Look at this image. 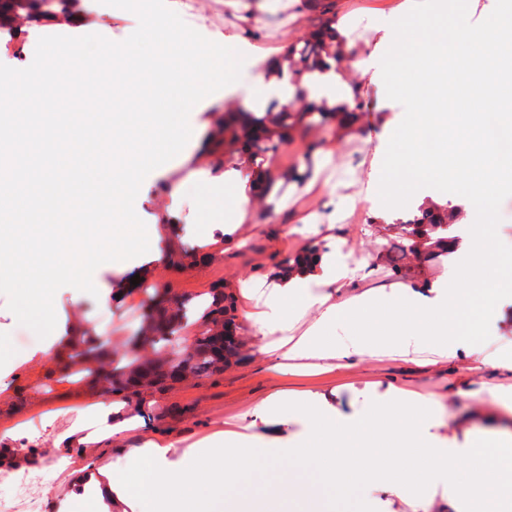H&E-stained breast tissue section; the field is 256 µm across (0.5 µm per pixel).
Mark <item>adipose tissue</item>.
Masks as SVG:
<instances>
[{
  "label": "adipose tissue",
  "mask_w": 512,
  "mask_h": 512,
  "mask_svg": "<svg viewBox=\"0 0 512 512\" xmlns=\"http://www.w3.org/2000/svg\"><path fill=\"white\" fill-rule=\"evenodd\" d=\"M447 11L446 0H415L410 17L386 25V39L412 71V82H401L383 54L359 67L399 85L421 107L410 122L377 134L379 155L369 174L366 207L378 213L406 206L462 209L466 221L455 231L451 274L421 291L402 282L390 292L365 291L339 303L334 291L352 287L355 271L337 263L335 249L300 262L261 290L256 304L236 310L239 332L272 337V371L286 372L291 357L330 366L356 364L382 349L430 347L474 370L512 373V354L483 346L477 314L485 300L512 297V278L497 274L505 259L493 229L496 197L512 189V156L497 153L490 140L474 146L473 128L449 132L450 116L423 109L435 71L450 66L457 73L448 90L452 113L468 115L475 128L505 124L496 106L506 99L502 79L512 66V0H500L480 27L463 12L452 28L436 26ZM310 309L315 320L294 335ZM74 410L96 439L139 440L121 463L91 473L94 512H208V501L191 493V485L232 489L254 460L256 436L244 428L203 433L180 454L164 434L137 436V416L119 415L112 402L88 388L80 389ZM443 411L442 399L401 389L387 403H370L352 416L338 415L321 394L271 392L251 412L253 423L267 430L268 459L316 461V476L306 480L289 473L261 495L228 498L225 512H326L322 489L342 495L357 484L375 501L398 502L409 512H512V433L478 422L481 442L456 446L428 432ZM287 423L296 425L295 433L282 432Z\"/></svg>",
  "instance_id": "ef3b65f1"
}]
</instances>
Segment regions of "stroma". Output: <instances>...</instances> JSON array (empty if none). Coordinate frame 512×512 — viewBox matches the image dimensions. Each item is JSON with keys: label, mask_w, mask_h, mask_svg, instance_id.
I'll return each instance as SVG.
<instances>
[{"label": "stroma", "mask_w": 512, "mask_h": 512, "mask_svg": "<svg viewBox=\"0 0 512 512\" xmlns=\"http://www.w3.org/2000/svg\"><path fill=\"white\" fill-rule=\"evenodd\" d=\"M177 2L182 20L204 37L216 39L236 33L251 47L238 96L189 116L192 130L203 128L212 136L223 135L226 110L252 106L249 78L253 62L283 57L289 47L303 45L327 20L326 14L304 6L303 0H206L197 8L190 0ZM332 2L336 28L346 37L352 54L351 59L337 64L336 71L344 100L357 98L364 103L359 124L379 132L407 121L413 112L410 100L398 87L363 75L358 63L371 51L385 50L384 19L407 16L411 0ZM137 26L133 13L104 4L98 11L87 13L80 29L56 25L49 18L23 19L14 28L0 30V42L18 49L17 55L2 57L0 63L13 67L33 59L37 41L43 36L77 37L86 29L121 42ZM374 159V144L365 142L361 135L338 131L333 119L295 127L289 142L279 144L263 158L273 177L272 189L258 201L253 223L239 225L237 233L244 238V245L220 246L209 262L178 271L164 259L165 250L172 247L193 252L201 247L210 224L229 222L228 202L236 189L231 181L193 183L192 171L250 166L228 146L198 152L185 146L145 179L147 191L137 214L151 229L148 251L119 264L100 265L93 274L97 284L111 287L112 303L103 305L87 298L75 304L66 292L57 291L54 307L58 325L81 317L106 348L123 349L140 326L147 299L142 289L131 288L134 275H144L147 284L180 299H194L216 288L233 293L249 278L271 280L304 249L324 247V240L312 229L333 208L338 211L330 230L336 239V257L357 260V290L386 292L404 280L427 283L447 278V257H429L427 248L413 243L403 231L401 223L412 218L414 208H402L387 222L365 214L364 197ZM180 183L185 184L186 195L181 211L173 215L168 211V191ZM0 328L11 334L9 340L0 342V356L24 353L39 343L31 329L18 323L3 294ZM242 341L240 355L224 372L191 377L165 391L145 394V430L166 432L184 449L199 434L249 422L253 406L275 390L319 392L331 398L338 412L355 415L368 401L387 399L390 389H403L443 398L447 411L461 419L493 412L486 387L512 383V375L490 369L469 371L462 363L447 361L428 350L407 355L380 352L355 365L340 361L327 369L315 367L309 359L292 358L287 374L273 377L267 372L262 340L246 335ZM72 382L70 375L50 370L43 360L26 362L16 386L0 391V430L22 418L35 421L55 414L52 428L39 441L36 458L41 461L55 455L54 435L70 428L77 419L61 399ZM79 485V479L47 470L44 494L48 512H59L66 502L71 503L73 512H90L88 498L77 492Z\"/></svg>", "instance_id": "stroma-1"}]
</instances>
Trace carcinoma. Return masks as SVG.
Here are the masks:
<instances>
[{
    "label": "carcinoma",
    "mask_w": 512,
    "mask_h": 512,
    "mask_svg": "<svg viewBox=\"0 0 512 512\" xmlns=\"http://www.w3.org/2000/svg\"><path fill=\"white\" fill-rule=\"evenodd\" d=\"M39 13L37 0H0V29L12 28L19 20ZM345 37L328 21L316 30L301 48L291 46L284 59L290 63L297 75L312 74L330 68L328 60L338 61L343 56ZM296 98L301 102L266 107L263 117L252 112L224 113V130L231 133V140L245 141L248 152L259 157L269 151V143L288 140L289 132L306 116L336 112L325 106L304 102L302 93ZM421 216L406 222L407 234L419 238L421 230L448 228L453 233L454 225L448 218L452 212L440 209H419ZM151 306L136 336L131 338V347L119 354L108 350L93 336L85 337L83 347L62 363L70 375L103 387L104 391L128 402L139 398L147 389L164 391L169 384L192 376H210L224 371V365L239 355L242 342L231 329L235 310L234 300L224 304V293L212 296L210 303L191 305L177 301L164 305L158 289L147 288ZM193 317L206 321V327L194 336L192 348H169L171 338Z\"/></svg>",
    "instance_id": "cac0c4a2"
}]
</instances>
